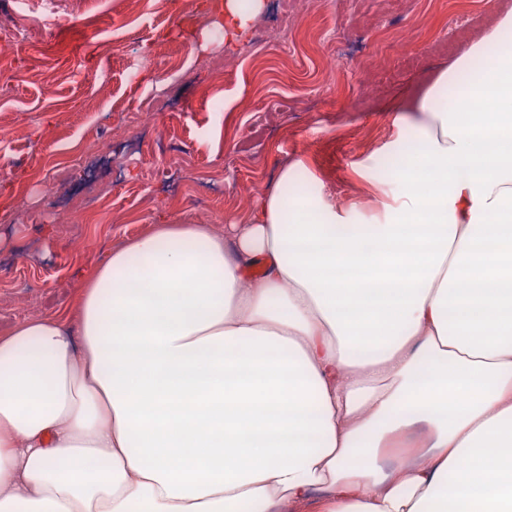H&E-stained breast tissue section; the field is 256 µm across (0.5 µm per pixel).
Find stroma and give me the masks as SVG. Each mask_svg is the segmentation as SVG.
I'll list each match as a JSON object with an SVG mask.
<instances>
[{
	"label": "stroma",
	"mask_w": 512,
	"mask_h": 512,
	"mask_svg": "<svg viewBox=\"0 0 512 512\" xmlns=\"http://www.w3.org/2000/svg\"><path fill=\"white\" fill-rule=\"evenodd\" d=\"M296 30L285 59L252 62L250 39L197 21L207 0H0V31L23 30L0 53V325L56 316L112 247L147 224L245 217L297 160L337 205L364 203L361 169L397 174L383 147L386 107L415 95L512 0H264ZM343 35L327 46L321 33ZM138 81H130L131 72ZM164 86L166 97L153 89ZM147 125L131 123L135 108ZM119 133L136 149L124 174L101 162ZM82 149L105 196L98 214L69 212L83 182L69 172L55 201L44 173Z\"/></svg>",
	"instance_id": "1"
}]
</instances>
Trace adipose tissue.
Listing matches in <instances>:
<instances>
[{
    "label": "adipose tissue",
    "instance_id": "ef3b65f1",
    "mask_svg": "<svg viewBox=\"0 0 512 512\" xmlns=\"http://www.w3.org/2000/svg\"><path fill=\"white\" fill-rule=\"evenodd\" d=\"M512 9L392 104L374 213L284 166L0 330V512H512Z\"/></svg>",
    "mask_w": 512,
    "mask_h": 512
}]
</instances>
